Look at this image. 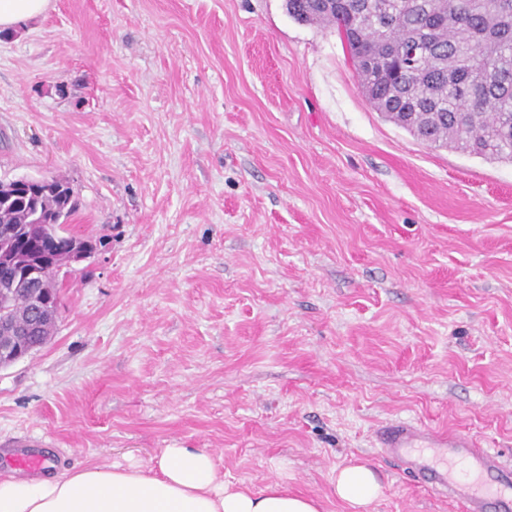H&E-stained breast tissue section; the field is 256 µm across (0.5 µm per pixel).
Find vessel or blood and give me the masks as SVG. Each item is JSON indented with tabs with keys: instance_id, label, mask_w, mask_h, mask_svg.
I'll list each match as a JSON object with an SVG mask.
<instances>
[{
	"instance_id": "1",
	"label": "vessel or blood",
	"mask_w": 512,
	"mask_h": 512,
	"mask_svg": "<svg viewBox=\"0 0 512 512\" xmlns=\"http://www.w3.org/2000/svg\"><path fill=\"white\" fill-rule=\"evenodd\" d=\"M377 440L385 456L399 460L430 489L461 504L464 512H512V466L505 465L497 451L410 421L381 427ZM458 459L469 463L470 479L453 477L451 465ZM12 460L23 475L46 465L26 440L17 442Z\"/></svg>"
}]
</instances>
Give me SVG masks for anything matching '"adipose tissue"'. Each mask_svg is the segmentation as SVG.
<instances>
[{
    "mask_svg": "<svg viewBox=\"0 0 512 512\" xmlns=\"http://www.w3.org/2000/svg\"><path fill=\"white\" fill-rule=\"evenodd\" d=\"M337 498L365 512L382 493L367 464L337 469ZM0 512H320L318 500L278 483L261 491L218 481L201 448H167L155 466L89 465L42 477L0 478Z\"/></svg>",
    "mask_w": 512,
    "mask_h": 512,
    "instance_id": "adipose-tissue-1",
    "label": "adipose tissue"
}]
</instances>
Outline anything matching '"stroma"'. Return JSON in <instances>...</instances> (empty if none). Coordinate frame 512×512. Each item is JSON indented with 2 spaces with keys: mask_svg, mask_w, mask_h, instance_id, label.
I'll return each instance as SVG.
<instances>
[{
  "mask_svg": "<svg viewBox=\"0 0 512 512\" xmlns=\"http://www.w3.org/2000/svg\"><path fill=\"white\" fill-rule=\"evenodd\" d=\"M63 178L47 344L0 369V473L204 448L225 481L367 512H462L381 454L392 421L512 464V163L434 148L284 0H52L0 32V179ZM32 446L34 445L29 440H21L16 443L12 460L21 475L38 472L46 465L45 458L40 453L29 448ZM334 487L336 497L354 512L365 510L382 493V485L376 472L361 462H352L337 469Z\"/></svg>",
  "mask_w": 512,
  "mask_h": 512,
  "instance_id": "stroma-1",
  "label": "stroma"
}]
</instances>
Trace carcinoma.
<instances>
[{
	"instance_id": "carcinoma-1",
	"label": "carcinoma",
	"mask_w": 512,
	"mask_h": 512,
	"mask_svg": "<svg viewBox=\"0 0 512 512\" xmlns=\"http://www.w3.org/2000/svg\"><path fill=\"white\" fill-rule=\"evenodd\" d=\"M288 15L302 24H328L344 40L360 84L374 108L395 121L416 112L417 126L401 128L437 148L487 161L512 162V0H336L313 8L310 0H286ZM74 189L63 179L0 192V228L20 226L19 248L48 255L59 274L75 236L61 227L74 211ZM28 286L0 270V317L22 324L30 317ZM52 318L27 337L42 346L57 327Z\"/></svg>"
}]
</instances>
